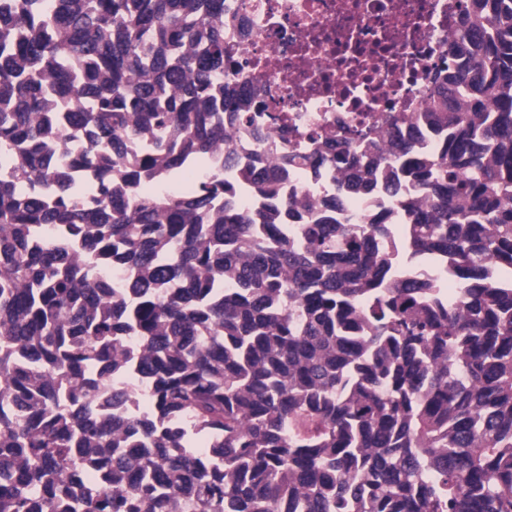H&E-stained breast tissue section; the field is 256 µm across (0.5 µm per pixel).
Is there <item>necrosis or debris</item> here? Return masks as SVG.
<instances>
[{
	"label": "necrosis or debris",
	"instance_id": "4bbe7bcc",
	"mask_svg": "<svg viewBox=\"0 0 512 512\" xmlns=\"http://www.w3.org/2000/svg\"><path fill=\"white\" fill-rule=\"evenodd\" d=\"M224 30L239 64L235 86L268 136L287 142L286 192L335 195L336 173L315 168L360 136L378 137L397 112L424 111L434 72L465 0H230ZM398 277H436L459 302L453 266L403 250Z\"/></svg>",
	"mask_w": 512,
	"mask_h": 512
}]
</instances>
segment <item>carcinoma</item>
<instances>
[{
    "instance_id": "1",
    "label": "carcinoma",
    "mask_w": 512,
    "mask_h": 512,
    "mask_svg": "<svg viewBox=\"0 0 512 512\" xmlns=\"http://www.w3.org/2000/svg\"><path fill=\"white\" fill-rule=\"evenodd\" d=\"M224 2L0 0V512H512V0H467L437 150L360 137L319 203L236 165ZM378 187L460 304L338 218ZM395 270L398 277L420 279L437 277L448 283V289L444 288L443 294L449 302L459 303L461 291L453 266L448 261L438 262L429 257L413 255L402 250L398 256Z\"/></svg>"
}]
</instances>
